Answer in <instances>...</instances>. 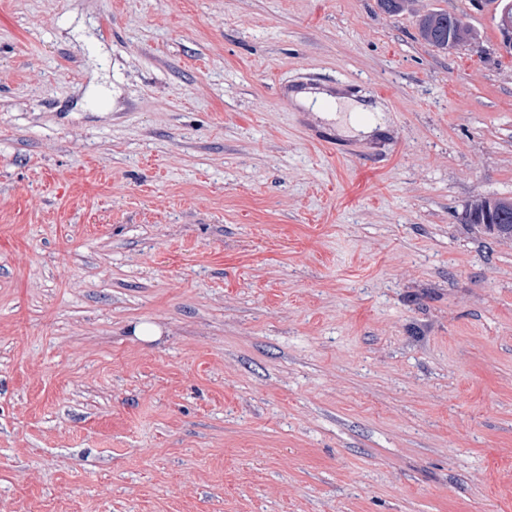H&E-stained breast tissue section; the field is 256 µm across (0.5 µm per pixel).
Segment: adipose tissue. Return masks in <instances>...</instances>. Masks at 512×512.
Wrapping results in <instances>:
<instances>
[{
  "label": "adipose tissue",
  "instance_id": "obj_1",
  "mask_svg": "<svg viewBox=\"0 0 512 512\" xmlns=\"http://www.w3.org/2000/svg\"><path fill=\"white\" fill-rule=\"evenodd\" d=\"M292 99L300 107H312L321 112L325 120L335 122L341 134L354 131L369 135L385 125L382 113L371 112L365 104L344 95H332L324 91H296Z\"/></svg>",
  "mask_w": 512,
  "mask_h": 512
}]
</instances>
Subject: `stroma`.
<instances>
[{"instance_id":"1","label":"stroma","mask_w":512,"mask_h":512,"mask_svg":"<svg viewBox=\"0 0 512 512\" xmlns=\"http://www.w3.org/2000/svg\"><path fill=\"white\" fill-rule=\"evenodd\" d=\"M501 197L493 0H0V512H512ZM421 35L430 44L448 50V41H463L470 35L466 24L446 12H433L426 15L420 24ZM291 97L296 105L306 109H309L315 101L313 110L323 113L321 117L327 121L336 120V130L339 134H347L354 131L369 135L377 130L378 127L380 130L385 128L386 122L382 113H374L364 103H359L345 95H330L324 91H294ZM326 103H330L331 107H326ZM337 112H348V114L340 116ZM362 115H365L366 118L362 119ZM492 223H485L487 216ZM470 224H484V227L498 237L512 239V198L484 199L470 208Z\"/></svg>"}]
</instances>
